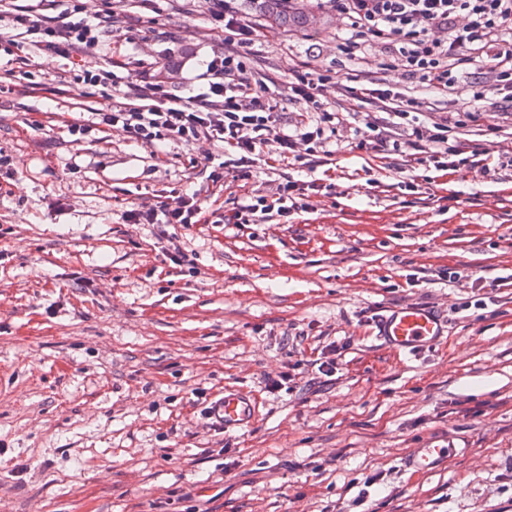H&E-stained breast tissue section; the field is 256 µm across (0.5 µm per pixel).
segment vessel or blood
<instances>
[{
    "label": "vessel or blood",
    "mask_w": 512,
    "mask_h": 512,
    "mask_svg": "<svg viewBox=\"0 0 512 512\" xmlns=\"http://www.w3.org/2000/svg\"><path fill=\"white\" fill-rule=\"evenodd\" d=\"M447 330L448 324L440 311L418 304L396 306L377 320V338L382 347L403 355H412L434 346ZM208 413L225 432H235L251 423L253 403L245 392L228 389L222 397L212 401ZM451 453L447 442L434 440L410 454L406 465L415 472L425 473Z\"/></svg>",
    "instance_id": "b4317fda"
}]
</instances>
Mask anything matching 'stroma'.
<instances>
[{
  "mask_svg": "<svg viewBox=\"0 0 512 512\" xmlns=\"http://www.w3.org/2000/svg\"><path fill=\"white\" fill-rule=\"evenodd\" d=\"M103 8L114 22L87 59L112 61L120 81L154 64L188 97L224 50L194 6ZM306 8L301 29L257 21L247 69L266 80L285 132L303 110L288 98L301 62L349 119L332 163L320 152L276 172L257 163L269 190L309 169L334 186L273 227L220 224L248 190L212 188L207 146L165 143L159 164L118 130L73 140L61 113L111 103L114 88L81 84L76 60L50 54L20 73L21 45L0 49V73L17 72L0 94L11 169L0 175V512H512V167L401 168L413 148L386 123L391 150H354L392 105L348 91L382 80L419 112L447 113L449 144L483 145L501 121L492 62L466 65L442 98L365 27L320 0ZM349 39L360 51L346 53ZM475 84L489 103L472 118ZM182 189L198 193L207 223H122ZM173 234L189 262L167 259ZM476 294L485 305H472ZM406 303L443 311L441 344L414 356L379 347L377 318ZM331 343L333 379L307 388ZM282 372L291 382L268 391ZM227 389L255 406L233 433L205 409ZM433 440L456 455L404 470Z\"/></svg>",
  "mask_w": 512,
  "mask_h": 512,
  "instance_id": "obj_1",
  "label": "stroma"
}]
</instances>
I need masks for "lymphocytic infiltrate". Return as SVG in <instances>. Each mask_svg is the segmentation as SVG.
I'll return each mask as SVG.
<instances>
[{"label": "lymphocytic infiltrate", "instance_id": "f902f5d3", "mask_svg": "<svg viewBox=\"0 0 512 512\" xmlns=\"http://www.w3.org/2000/svg\"><path fill=\"white\" fill-rule=\"evenodd\" d=\"M212 18V35L224 38V50L206 63L207 87L191 97L168 89L157 72L146 70L126 84L124 99L93 112L91 118L67 120L70 134L88 129L111 134L118 129L131 142L156 146L174 141L187 147L209 144L221 148L224 161L214 165L207 179L223 186L227 176L250 180L257 160L270 156L290 166L300 161V146L325 147L326 131L343 125L342 112H304L292 133L281 128L282 117L271 102L265 82L249 77L239 52L255 31L253 23L231 0H204ZM331 6L354 23L387 43L397 45L407 72L439 96L455 90L465 65L473 56H490L498 90L512 95V47L503 44L512 33V0H329ZM84 0H72V8L48 18L32 19L29 8L15 0H0V26L25 31L32 52L66 59L97 46L104 31L96 20L85 17ZM79 21H70V13ZM439 29L429 37V29ZM403 132L416 147L407 164H430L449 170L451 158L462 165L489 169L495 160L492 148H472L462 154L448 146L446 117L420 120L410 109L396 113ZM325 185L320 179L283 178L274 192L257 188L246 204L225 213V224H264L271 219L289 223L294 215L311 207V199ZM127 224H202L206 218L197 193L178 192L154 206L141 205L124 211Z\"/></svg>", "mask_w": 512, "mask_h": 512}]
</instances>
